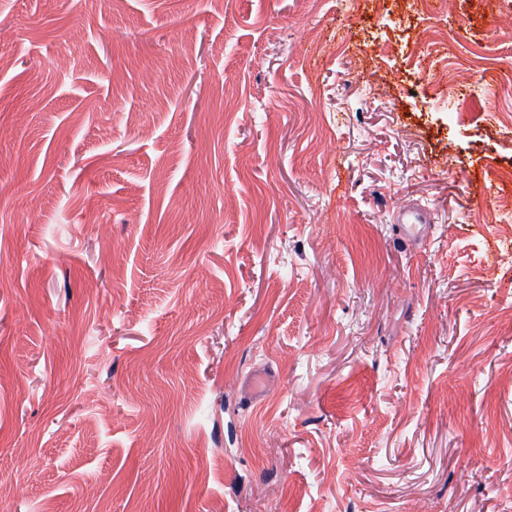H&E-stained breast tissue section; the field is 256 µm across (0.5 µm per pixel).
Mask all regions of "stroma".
Instances as JSON below:
<instances>
[{"label": "stroma", "mask_w": 512, "mask_h": 512, "mask_svg": "<svg viewBox=\"0 0 512 512\" xmlns=\"http://www.w3.org/2000/svg\"><path fill=\"white\" fill-rule=\"evenodd\" d=\"M495 8L0 0V512H512Z\"/></svg>", "instance_id": "35a3bbf8"}]
</instances>
